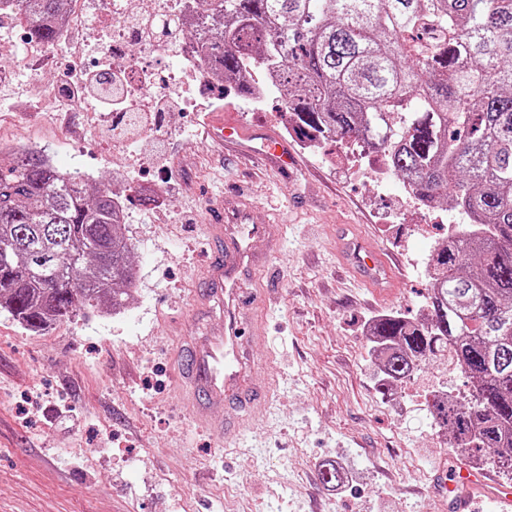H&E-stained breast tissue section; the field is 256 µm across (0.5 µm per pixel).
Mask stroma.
<instances>
[{
    "instance_id": "35a3bbf8",
    "label": "stroma",
    "mask_w": 512,
    "mask_h": 512,
    "mask_svg": "<svg viewBox=\"0 0 512 512\" xmlns=\"http://www.w3.org/2000/svg\"><path fill=\"white\" fill-rule=\"evenodd\" d=\"M94 44L83 29L45 48L0 28L13 61L0 73V140L121 193L135 276L124 307L39 332L0 312V512H439L432 471L457 451L431 404L462 395L463 378L429 359L380 390L368 326L421 319L428 279L413 261L446 239L453 209L415 213L396 177L380 189L362 164L332 167L339 145L304 151L279 99L254 112L217 88L150 133L168 161L149 163L140 137H102V113L59 108V71L88 66ZM212 112L236 113L250 136L217 145L205 135ZM263 132L295 153L300 175L255 167L248 151ZM219 204L225 220L268 225L272 241L257 248L270 258L243 285L273 297L253 308L251 348L268 360L272 402L223 441L193 422L175 373L184 337L224 331L221 310L199 300ZM350 228L392 258L394 299L375 300L339 262ZM327 459L348 469L341 486L323 483Z\"/></svg>"
}]
</instances>
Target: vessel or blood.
I'll return each mask as SVG.
<instances>
[{
    "mask_svg": "<svg viewBox=\"0 0 512 512\" xmlns=\"http://www.w3.org/2000/svg\"><path fill=\"white\" fill-rule=\"evenodd\" d=\"M206 134L221 142L244 136L245 131L234 117L228 116L208 123ZM210 233L217 253L209 267L205 294L223 309L224 332L189 337L178 375L193 402L196 419L209 433L221 436L240 430L242 424L215 417V410L248 408L259 393L252 375L263 368L264 362L247 353L248 345L255 340L247 307L261 302L262 297L243 288L240 275L265 263V253L257 251L255 244L265 239L266 231L260 224H227L219 220L211 225ZM339 255L344 266L375 298L390 299L396 295L398 283L391 260L369 250L362 236L341 238ZM432 484L440 506L448 512H475V495L479 492L502 507H512V488L498 484L482 470L443 465L435 469Z\"/></svg>",
    "mask_w": 512,
    "mask_h": 512,
    "instance_id": "vessel-or-blood-1",
    "label": "vessel or blood"
}]
</instances>
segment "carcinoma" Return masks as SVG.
<instances>
[{"label":"carcinoma","instance_id":"obj_1","mask_svg":"<svg viewBox=\"0 0 512 512\" xmlns=\"http://www.w3.org/2000/svg\"><path fill=\"white\" fill-rule=\"evenodd\" d=\"M42 45L65 0H13ZM199 56L219 77L274 73L304 141L386 157L425 207L470 227L431 252L427 323L389 314L371 328L383 386L451 358L463 402L432 404L467 455L490 450L512 480V0H204ZM112 189L43 154L0 163V309L32 331L85 309L113 310L133 283ZM341 484L337 462L321 463Z\"/></svg>","mask_w":512,"mask_h":512}]
</instances>
